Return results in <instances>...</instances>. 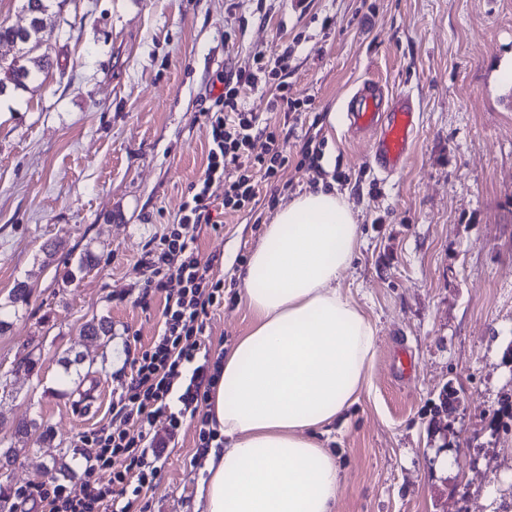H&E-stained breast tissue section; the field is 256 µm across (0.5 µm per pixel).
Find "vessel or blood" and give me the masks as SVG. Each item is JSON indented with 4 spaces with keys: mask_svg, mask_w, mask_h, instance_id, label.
<instances>
[{
    "mask_svg": "<svg viewBox=\"0 0 512 512\" xmlns=\"http://www.w3.org/2000/svg\"><path fill=\"white\" fill-rule=\"evenodd\" d=\"M346 116L352 133L367 136L379 174L387 176L406 165L417 133V114L408 95L398 94L391 111L385 113L379 87L364 84L348 102Z\"/></svg>",
    "mask_w": 512,
    "mask_h": 512,
    "instance_id": "1",
    "label": "vessel or blood"
}]
</instances>
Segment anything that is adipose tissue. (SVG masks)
Segmentation results:
<instances>
[{"label": "adipose tissue", "instance_id": "ef3b65f1", "mask_svg": "<svg viewBox=\"0 0 512 512\" xmlns=\"http://www.w3.org/2000/svg\"><path fill=\"white\" fill-rule=\"evenodd\" d=\"M362 243L346 199L316 187L280 208L251 252L248 332L208 399L202 512H335L342 482L318 432L368 387L375 330L339 285Z\"/></svg>", "mask_w": 512, "mask_h": 512}]
</instances>
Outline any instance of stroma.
<instances>
[{
    "label": "stroma",
    "instance_id": "35a3bbf8",
    "mask_svg": "<svg viewBox=\"0 0 512 512\" xmlns=\"http://www.w3.org/2000/svg\"><path fill=\"white\" fill-rule=\"evenodd\" d=\"M51 21L52 68L0 109V304L16 282L32 290L0 333V444L17 448L0 486L39 483L60 455L74 465L80 436L110 426L121 334L145 346L162 325L160 303L136 302L138 261L205 171L217 74L255 70L264 50L287 55L269 83L299 106L276 115L265 90L239 89L288 163L199 237L224 263L211 357L250 323L240 275L265 225L323 183L361 227L339 283L377 338L369 388L319 436L342 471L338 512H512V0H56ZM366 81L420 115L409 163L385 180L343 117ZM87 250L97 261L78 270ZM100 317L114 340H83ZM68 350L78 372L58 363ZM27 355L35 371L14 373ZM448 388L458 403L440 419ZM32 418L49 437L16 442ZM204 458L183 423L147 512H196Z\"/></svg>",
    "mask_w": 512,
    "mask_h": 512
}]
</instances>
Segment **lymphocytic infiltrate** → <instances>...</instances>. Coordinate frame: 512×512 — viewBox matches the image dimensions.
<instances>
[{
    "instance_id": "lymphocytic-infiltrate-1",
    "label": "lymphocytic infiltrate",
    "mask_w": 512,
    "mask_h": 512,
    "mask_svg": "<svg viewBox=\"0 0 512 512\" xmlns=\"http://www.w3.org/2000/svg\"><path fill=\"white\" fill-rule=\"evenodd\" d=\"M218 81L224 90L209 110L204 174L191 184L178 223L168 225L159 248L139 261L145 279L138 300L146 306L153 297L162 296L163 323L150 346L124 350L118 388L112 393V417L123 427H103L81 436L82 495H73L67 484L54 483L32 494L17 490L18 504L35 499L45 512H132L136 499L152 489L165 452L184 420L198 422L200 440L207 442L214 436L205 407L216 373L201 338L211 309L224 298V281L214 274L223 260L217 254L201 256L198 247L203 228L213 223L210 187L223 183V209L239 211L255 200L260 180L276 177L287 161L274 140L264 153H249L265 130L256 115L245 109L238 89L255 86L256 75L241 71L219 76ZM161 414L169 420L163 434L153 428ZM107 469L112 472V484L104 487L94 476Z\"/></svg>"
}]
</instances>
